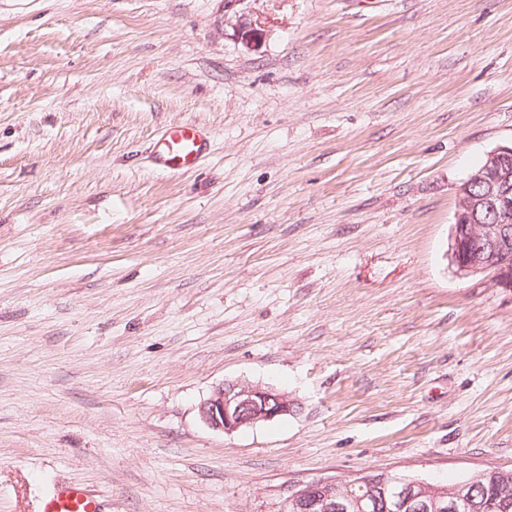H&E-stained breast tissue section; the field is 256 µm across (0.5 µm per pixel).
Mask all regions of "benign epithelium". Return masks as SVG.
Returning <instances> with one entry per match:
<instances>
[{"instance_id": "7a95c632", "label": "benign epithelium", "mask_w": 512, "mask_h": 512, "mask_svg": "<svg viewBox=\"0 0 512 512\" xmlns=\"http://www.w3.org/2000/svg\"><path fill=\"white\" fill-rule=\"evenodd\" d=\"M247 0H225L226 22L250 47L262 39L261 26L239 6ZM448 256L464 276L493 274L496 287L512 292V145L490 151L481 168L457 188V210L450 227ZM296 412L288 394L271 386L225 383L199 405L201 421L210 429L232 433ZM448 497V512H482L481 494L472 482L448 493L418 478L359 474L349 479L297 485L285 500L291 512H437V496Z\"/></svg>"}]
</instances>
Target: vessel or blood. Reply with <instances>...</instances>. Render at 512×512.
<instances>
[{
  "instance_id": "1",
  "label": "vessel or blood",
  "mask_w": 512,
  "mask_h": 512,
  "mask_svg": "<svg viewBox=\"0 0 512 512\" xmlns=\"http://www.w3.org/2000/svg\"><path fill=\"white\" fill-rule=\"evenodd\" d=\"M206 149L202 132L191 123L168 127L154 141L152 158L155 165L166 171L195 167ZM39 512H105L101 498L79 484L55 488L40 502Z\"/></svg>"
}]
</instances>
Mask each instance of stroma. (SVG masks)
I'll use <instances>...</instances> for the list:
<instances>
[{
  "instance_id": "obj_1",
  "label": "stroma",
  "mask_w": 512,
  "mask_h": 512,
  "mask_svg": "<svg viewBox=\"0 0 512 512\" xmlns=\"http://www.w3.org/2000/svg\"><path fill=\"white\" fill-rule=\"evenodd\" d=\"M0 0V512H279L512 468V292L446 257L512 143V0ZM172 123L210 135L166 173ZM228 381L294 414L223 434ZM245 2L246 0H225L224 16H226V22L231 24L237 38L245 45L255 47L262 39V29L256 20L247 18L243 9L238 8ZM202 132L191 123L168 127L154 141V164L166 171H180L195 167L206 149ZM38 512H106L103 501L90 489L79 484L55 488L40 502Z\"/></svg>"
}]
</instances>
